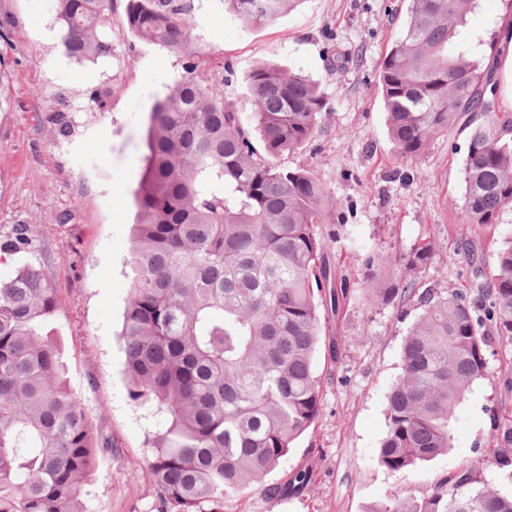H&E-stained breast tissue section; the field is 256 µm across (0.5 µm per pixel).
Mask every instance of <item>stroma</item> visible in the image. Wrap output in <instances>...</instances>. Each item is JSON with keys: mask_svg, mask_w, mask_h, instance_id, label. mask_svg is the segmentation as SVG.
<instances>
[{"mask_svg": "<svg viewBox=\"0 0 512 512\" xmlns=\"http://www.w3.org/2000/svg\"><path fill=\"white\" fill-rule=\"evenodd\" d=\"M125 4L113 0L111 56L79 62L66 53L53 0H0V240L16 225L33 227L32 249L1 263L0 279L31 265L59 290L51 326L67 384L114 447L84 487L91 512H152L148 436L163 422L128 397L119 333L147 119L184 59L138 41L125 23ZM193 4V57L204 76L223 82L225 99L243 119L253 111L247 75L257 64L302 71L323 91L328 110L320 132L280 162L310 171L322 185L317 231L350 289L340 316L322 321L339 352L318 357L325 374L321 415L268 477L282 486L306 470L311 482L285 499L249 493L226 500L224 512H368L399 486L426 494L449 468L491 446L493 413L512 419V393L503 387L512 378V349L496 345L488 353L487 377L457 410L451 453L396 476L372 465L402 340L420 311L366 300L368 258L409 256L429 244L431 257L417 271L420 286L441 293L463 288L469 270L461 243L493 262L512 236V211L491 225L461 222L467 132L436 138L411 161L396 153L377 74L408 0H297L275 22L253 26L234 19L224 0ZM511 23L512 0H478L461 34L476 35L472 49L480 53ZM61 111L65 131L56 122Z\"/></svg>", "mask_w": 512, "mask_h": 512, "instance_id": "1", "label": "stroma"}]
</instances>
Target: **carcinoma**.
Returning a JSON list of instances; mask_svg holds the SVG:
<instances>
[{
    "instance_id": "1",
    "label": "carcinoma",
    "mask_w": 512,
    "mask_h": 512,
    "mask_svg": "<svg viewBox=\"0 0 512 512\" xmlns=\"http://www.w3.org/2000/svg\"><path fill=\"white\" fill-rule=\"evenodd\" d=\"M54 2L71 56L112 54L113 0ZM296 2L226 0L247 25L273 22ZM475 6L409 0L378 88L403 159L459 125L470 129L461 218L484 226L512 209V113L499 111L497 40L478 58L454 49ZM192 11L193 0H127L125 15L139 41L183 55L194 39ZM247 82L249 126L189 61L148 118L121 337L129 399L168 416L146 471L158 489L152 512H224L227 499L277 498L311 479L299 471L286 489L267 482L320 415L321 314L339 313L348 288L331 286L327 242L317 233L322 185L278 159L319 132L327 102L309 77L273 63L255 66ZM32 243L31 225L19 224L0 252ZM461 251L471 280L444 295L416 288L401 270L426 264L428 245L412 259H369L370 303L421 309L401 344L373 457L392 474L455 447L451 419L488 374L492 342L512 345V237L489 268L469 245ZM59 304L58 288L32 266L0 280V512H89L82 488L112 449L64 377L47 328ZM496 443L450 468L426 496L401 486L371 512H512V495L490 488L483 472L490 459L512 478V426L498 429Z\"/></svg>"
}]
</instances>
